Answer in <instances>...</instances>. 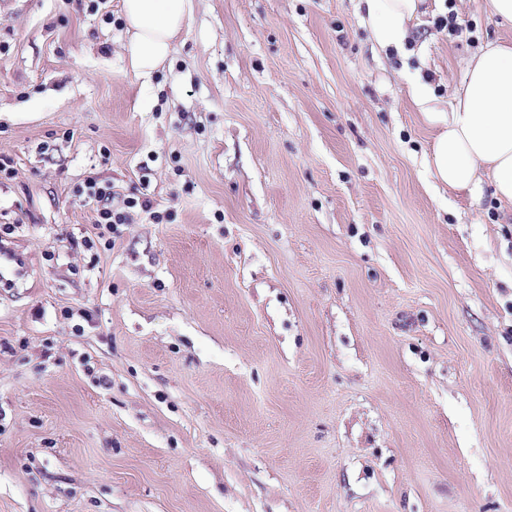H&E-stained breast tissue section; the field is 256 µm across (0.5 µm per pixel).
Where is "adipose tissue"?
Listing matches in <instances>:
<instances>
[{
  "label": "adipose tissue",
  "instance_id": "adipose-tissue-1",
  "mask_svg": "<svg viewBox=\"0 0 512 512\" xmlns=\"http://www.w3.org/2000/svg\"><path fill=\"white\" fill-rule=\"evenodd\" d=\"M424 3L356 0V8L380 48L401 49ZM192 10L193 0H123L135 71L150 74L168 58ZM415 99L437 128L427 161L433 178L474 203L492 187L501 205L512 206V44L489 43L468 59L450 112L437 111L423 92Z\"/></svg>",
  "mask_w": 512,
  "mask_h": 512
}]
</instances>
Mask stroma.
<instances>
[{
	"instance_id": "stroma-1",
	"label": "stroma",
	"mask_w": 512,
	"mask_h": 512,
	"mask_svg": "<svg viewBox=\"0 0 512 512\" xmlns=\"http://www.w3.org/2000/svg\"><path fill=\"white\" fill-rule=\"evenodd\" d=\"M451 7L193 0L149 76L121 0L0 7V512H512V210L412 93L512 24ZM376 44L402 49L408 43L411 22L427 0H355ZM76 192L80 196L96 202V220L95 226L99 230L98 238L104 239L105 230L112 232L113 226L117 224H126L127 210L126 209H141L144 212H149L150 216L156 223H160L164 216L159 212L152 210L151 201L148 198H135L128 197L124 200V207L115 208L112 204L115 193L112 191V186H100L96 181H88L83 185L77 187Z\"/></svg>"
}]
</instances>
